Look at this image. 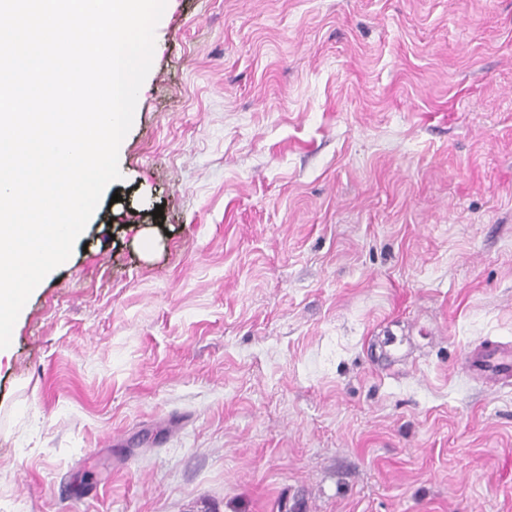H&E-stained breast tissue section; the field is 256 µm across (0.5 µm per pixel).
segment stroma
Instances as JSON below:
<instances>
[{
  "label": "stroma",
  "mask_w": 512,
  "mask_h": 512,
  "mask_svg": "<svg viewBox=\"0 0 512 512\" xmlns=\"http://www.w3.org/2000/svg\"><path fill=\"white\" fill-rule=\"evenodd\" d=\"M155 43L0 358V512H512L464 363L512 343V0H170Z\"/></svg>",
  "instance_id": "stroma-1"
}]
</instances>
